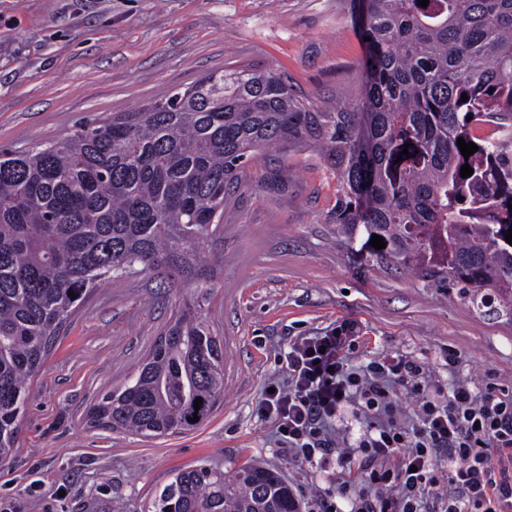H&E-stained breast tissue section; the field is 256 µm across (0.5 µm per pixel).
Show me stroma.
<instances>
[{
  "mask_svg": "<svg viewBox=\"0 0 512 512\" xmlns=\"http://www.w3.org/2000/svg\"><path fill=\"white\" fill-rule=\"evenodd\" d=\"M357 9L358 0H0V148L64 139L213 71L273 69L316 99L358 92L367 48ZM336 198L334 176L306 151L254 155L228 187L201 255L224 397L190 433L143 438L88 415L128 381L193 284L166 288L142 272L95 288L33 381L20 446L0 462V512H147L175 470L249 458L304 498L322 475L278 448L256 403L269 382H285L289 338L344 322L356 336L349 365L402 355L433 383L511 393L512 315L376 263L363 238L337 234Z\"/></svg>",
  "mask_w": 512,
  "mask_h": 512,
  "instance_id": "obj_1",
  "label": "stroma"
}]
</instances>
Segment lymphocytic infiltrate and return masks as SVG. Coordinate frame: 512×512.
I'll list each match as a JSON object with an SVG mask.
<instances>
[{"instance_id":"lymphocytic-infiltrate-1","label":"lymphocytic infiltrate","mask_w":512,"mask_h":512,"mask_svg":"<svg viewBox=\"0 0 512 512\" xmlns=\"http://www.w3.org/2000/svg\"><path fill=\"white\" fill-rule=\"evenodd\" d=\"M352 331L290 339L287 385L257 403L288 456L340 468L336 489L305 497L306 512H512V395L441 388L411 359L351 366ZM401 387L413 415L395 399Z\"/></svg>"}]
</instances>
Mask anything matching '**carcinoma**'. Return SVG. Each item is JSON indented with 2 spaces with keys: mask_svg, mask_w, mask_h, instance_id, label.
<instances>
[{
  "mask_svg": "<svg viewBox=\"0 0 512 512\" xmlns=\"http://www.w3.org/2000/svg\"><path fill=\"white\" fill-rule=\"evenodd\" d=\"M419 2L360 0L355 23L371 38L361 91L332 104L274 70L239 68L86 121L63 141L0 149V461L19 447L31 381L75 308L103 281L137 271H170L195 292L90 423L155 439L209 421L224 359L201 314L209 285L199 249L258 151L312 152L336 177L339 232L376 234L386 243L376 259L512 315V0ZM490 118L498 136H475ZM460 137L478 146L467 159ZM149 512L299 504L279 472L249 461L177 471Z\"/></svg>",
  "mask_w": 512,
  "mask_h": 512,
  "instance_id": "1",
  "label": "carcinoma"
}]
</instances>
